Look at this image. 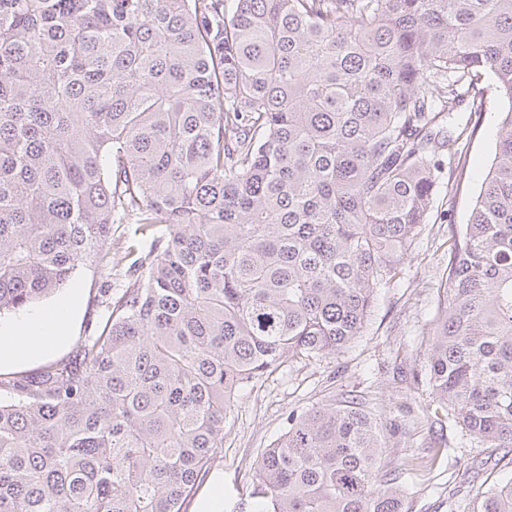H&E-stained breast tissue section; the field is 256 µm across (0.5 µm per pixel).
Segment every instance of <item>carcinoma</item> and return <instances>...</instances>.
I'll list each match as a JSON object with an SVG mask.
<instances>
[{
	"label": "carcinoma",
	"mask_w": 512,
	"mask_h": 512,
	"mask_svg": "<svg viewBox=\"0 0 512 512\" xmlns=\"http://www.w3.org/2000/svg\"><path fill=\"white\" fill-rule=\"evenodd\" d=\"M499 100L421 332L433 422L512 454V0H0V312L146 243L73 358L0 379V512H183L237 396L343 353L429 223L435 128ZM352 395L291 411L257 512H404ZM468 512H512V475Z\"/></svg>",
	"instance_id": "cac0c4a2"
}]
</instances>
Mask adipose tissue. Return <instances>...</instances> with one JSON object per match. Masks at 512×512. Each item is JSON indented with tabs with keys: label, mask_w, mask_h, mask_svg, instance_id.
I'll list each match as a JSON object with an SVG mask.
<instances>
[{
	"label": "adipose tissue",
	"mask_w": 512,
	"mask_h": 512,
	"mask_svg": "<svg viewBox=\"0 0 512 512\" xmlns=\"http://www.w3.org/2000/svg\"><path fill=\"white\" fill-rule=\"evenodd\" d=\"M71 309V301L66 300L33 319L0 326V365L30 359L59 344Z\"/></svg>",
	"instance_id": "obj_1"
}]
</instances>
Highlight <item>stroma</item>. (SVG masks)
<instances>
[{"label": "stroma", "mask_w": 512, "mask_h": 512, "mask_svg": "<svg viewBox=\"0 0 512 512\" xmlns=\"http://www.w3.org/2000/svg\"><path fill=\"white\" fill-rule=\"evenodd\" d=\"M484 99L487 110L464 149L466 164L457 192L436 197L430 224L417 239L395 284L379 290L363 335L339 357L311 363L284 362L239 394L224 426V446L214 455L187 512H199L200 502L217 480L224 487L222 512H232L241 499L247 498L255 464L264 448L281 435L290 411L355 394L365 397L384 423L403 427L402 432L389 438L382 461L413 465L414 472L407 479L408 512H463L471 491L461 474L475 460L488 461L479 473L480 480L500 478L501 464L496 457L488 456L486 449L459 427L431 423L427 416L429 395L416 382L420 368L417 338L437 314L439 278L448 263V227L466 224L480 188L481 173L495 153L492 129L498 120L497 99L489 90ZM106 284L103 274L80 267L54 294L0 314V323L10 325L48 310L66 297L76 300L60 346L18 364L2 365L0 375L33 374L48 363L71 358L104 318L101 298ZM436 446L446 449L437 466L429 472L420 469L423 457Z\"/></svg>", "instance_id": "1"}]
</instances>
